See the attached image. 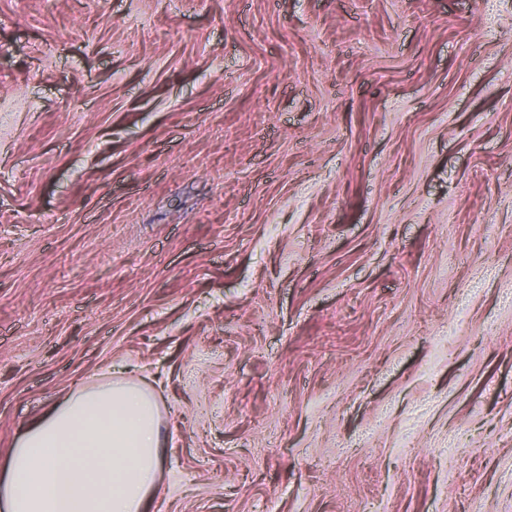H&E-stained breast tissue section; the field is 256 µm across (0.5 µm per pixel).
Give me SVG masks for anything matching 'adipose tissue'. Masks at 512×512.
Returning <instances> with one entry per match:
<instances>
[{
  "instance_id": "obj_1",
  "label": "adipose tissue",
  "mask_w": 512,
  "mask_h": 512,
  "mask_svg": "<svg viewBox=\"0 0 512 512\" xmlns=\"http://www.w3.org/2000/svg\"><path fill=\"white\" fill-rule=\"evenodd\" d=\"M156 396L86 385L29 427L0 475V512H148L161 471Z\"/></svg>"
}]
</instances>
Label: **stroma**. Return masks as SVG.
<instances>
[{
	"label": "stroma",
	"mask_w": 512,
	"mask_h": 512,
	"mask_svg": "<svg viewBox=\"0 0 512 512\" xmlns=\"http://www.w3.org/2000/svg\"><path fill=\"white\" fill-rule=\"evenodd\" d=\"M113 380L150 512H512V0H0V469Z\"/></svg>",
	"instance_id": "stroma-1"
}]
</instances>
